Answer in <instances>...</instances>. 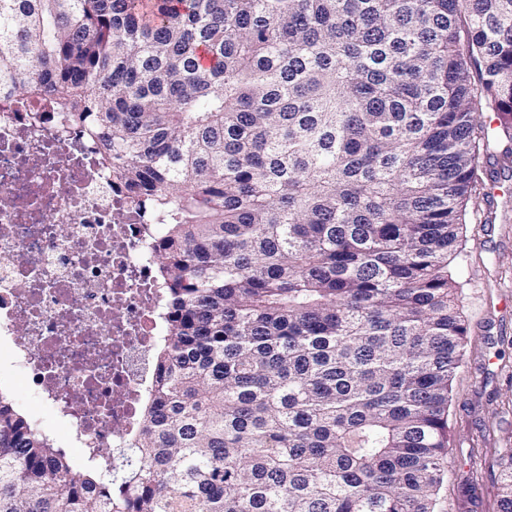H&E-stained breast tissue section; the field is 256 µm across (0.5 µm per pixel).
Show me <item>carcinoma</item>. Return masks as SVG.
I'll use <instances>...</instances> for the list:
<instances>
[{"label":"carcinoma","mask_w":512,"mask_h":512,"mask_svg":"<svg viewBox=\"0 0 512 512\" xmlns=\"http://www.w3.org/2000/svg\"><path fill=\"white\" fill-rule=\"evenodd\" d=\"M3 92L50 99L157 225L167 332L94 471L0 393V512H435L512 0H0Z\"/></svg>","instance_id":"carcinoma-1"}]
</instances>
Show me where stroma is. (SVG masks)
Here are the masks:
<instances>
[{
	"label": "stroma",
	"mask_w": 512,
	"mask_h": 512,
	"mask_svg": "<svg viewBox=\"0 0 512 512\" xmlns=\"http://www.w3.org/2000/svg\"><path fill=\"white\" fill-rule=\"evenodd\" d=\"M493 180L500 196L490 206L480 198L469 203L466 246L449 265L460 283V310L472 346L454 381L448 417L451 465L436 512H496L492 463L500 450L512 448V170L497 171ZM489 209L495 217L490 224L484 221ZM0 391L26 418H43L55 447L69 457L79 455V446L70 442L63 425L48 419L1 344ZM469 487L474 495L467 504L462 493Z\"/></svg>",
	"instance_id": "stroma-1"
}]
</instances>
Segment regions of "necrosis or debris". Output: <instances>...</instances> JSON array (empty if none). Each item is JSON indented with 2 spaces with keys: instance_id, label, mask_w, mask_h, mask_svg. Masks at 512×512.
Wrapping results in <instances>:
<instances>
[{
  "instance_id": "4bbe7bcc",
  "label": "necrosis or debris",
  "mask_w": 512,
  "mask_h": 512,
  "mask_svg": "<svg viewBox=\"0 0 512 512\" xmlns=\"http://www.w3.org/2000/svg\"><path fill=\"white\" fill-rule=\"evenodd\" d=\"M0 336L96 462L126 446L164 333L156 229L96 144L49 104L0 96Z\"/></svg>"
}]
</instances>
